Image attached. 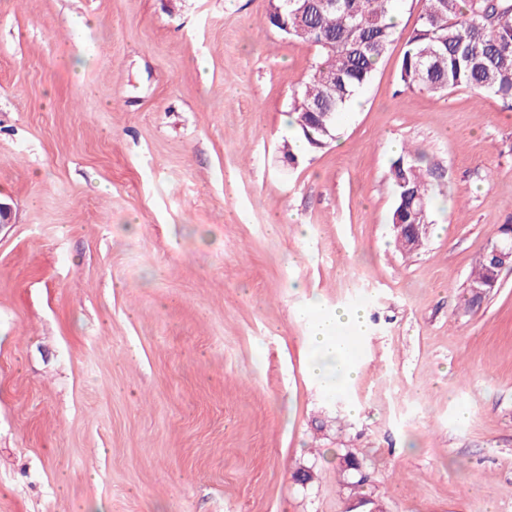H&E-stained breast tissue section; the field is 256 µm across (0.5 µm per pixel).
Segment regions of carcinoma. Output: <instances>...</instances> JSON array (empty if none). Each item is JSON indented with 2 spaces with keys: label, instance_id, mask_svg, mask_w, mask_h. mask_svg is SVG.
Instances as JSON below:
<instances>
[{
  "label": "carcinoma",
  "instance_id": "carcinoma-1",
  "mask_svg": "<svg viewBox=\"0 0 512 512\" xmlns=\"http://www.w3.org/2000/svg\"><path fill=\"white\" fill-rule=\"evenodd\" d=\"M397 0H288L279 2L288 27L266 15L288 40L314 47L306 78L291 95L290 125L308 151L336 135V114L367 85L395 39ZM399 79L410 90L440 94L468 88L512 98V0H424L402 55ZM394 212L430 208L436 196L425 155L402 150L392 161ZM500 270L488 252L476 260L468 285L497 287Z\"/></svg>",
  "mask_w": 512,
  "mask_h": 512
}]
</instances>
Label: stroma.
Returning a JSON list of instances; mask_svg holds the SVG:
<instances>
[{"label": "stroma", "instance_id": "stroma-1", "mask_svg": "<svg viewBox=\"0 0 512 512\" xmlns=\"http://www.w3.org/2000/svg\"><path fill=\"white\" fill-rule=\"evenodd\" d=\"M423 9L285 161L314 60L266 0H0V512H512V102L411 91ZM442 169L402 251L398 146ZM362 309L355 380L310 370L306 314ZM510 233L512 234V225L505 224L502 225L499 229V237L495 241L498 243L500 240L509 238ZM494 242V243H495ZM493 264L496 266H502L505 268L506 266L512 265V243L510 246H503L501 244H495L492 252L490 253ZM489 258L488 252L485 250L479 258L476 260L474 267L468 278V283L466 288H470L471 285H476L471 287L472 294L474 296H483L485 291L482 289H490L487 294H489L494 288L497 287L500 273L501 271L494 266ZM481 286V287H479ZM492 288V289H491ZM468 293L471 295L466 299V303L468 306H473L475 304H479L482 300V297H474L470 291Z\"/></svg>", "mask_w": 512, "mask_h": 512}]
</instances>
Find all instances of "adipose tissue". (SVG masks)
Listing matches in <instances>:
<instances>
[{"mask_svg": "<svg viewBox=\"0 0 512 512\" xmlns=\"http://www.w3.org/2000/svg\"><path fill=\"white\" fill-rule=\"evenodd\" d=\"M367 328L366 317L357 308L333 313L314 312L309 324V342L315 356L313 370L316 375L324 377L333 387L352 382L357 370L346 337L365 335Z\"/></svg>", "mask_w": 512, "mask_h": 512, "instance_id": "adipose-tissue-1", "label": "adipose tissue"}]
</instances>
